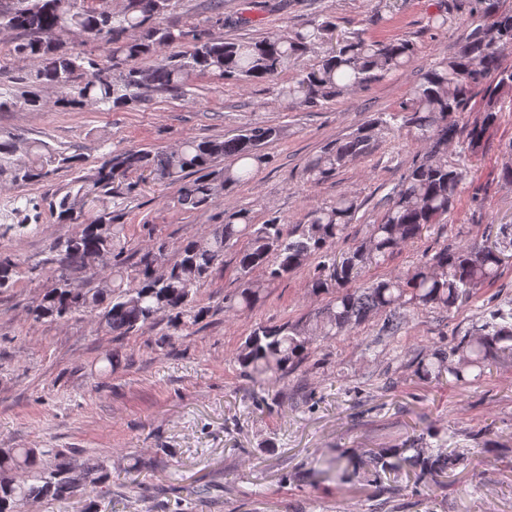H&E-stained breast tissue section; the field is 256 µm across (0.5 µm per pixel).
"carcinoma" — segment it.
Returning <instances> with one entry per match:
<instances>
[{
  "mask_svg": "<svg viewBox=\"0 0 512 512\" xmlns=\"http://www.w3.org/2000/svg\"><path fill=\"white\" fill-rule=\"evenodd\" d=\"M180 0H124L114 11L106 0H0V28L20 34L10 55L26 60L30 69L20 77L26 91L0 92V112L40 110L46 105L37 90L55 88L56 107L84 106L120 109L149 102L156 95L184 97L194 77L216 73L232 84L270 80L294 68L297 60L332 35L334 23H301L286 34L272 32L260 39L222 41L191 28L161 22ZM471 29L457 51L420 70L409 101L398 112H382L348 136L327 144L305 167L311 186L329 180L348 163L369 155L379 131H397L426 147L393 191L381 200V214L367 236L340 253L361 204L350 196L308 209L304 222L286 224L276 216L263 223L246 208L224 211V223L175 247V258L154 266L142 255L138 272L127 273L126 225L120 222L123 204L137 173L164 185L178 186L181 210L194 212L224 197V193L252 180L268 163L264 146L282 129L253 125L224 139L186 140L171 151L124 149L106 153L95 172L79 178L63 191L52 209L78 231L51 247L53 256L25 266L0 255V289L11 288L22 267L32 273L53 265L51 285L30 310L33 321L55 322L90 315L106 333L129 336L168 318L173 331L198 324L206 309L197 303V289L224 264V252L236 249L240 288L224 296V307L245 311L255 307L275 281L287 278L311 257L320 268L309 281L313 295L325 304L315 312L280 324H258L244 338L234 358L243 376L259 389L281 379L307 358L314 336L349 335L369 316L384 314L382 331L394 336L402 328L406 309L448 312L493 284L505 262L504 250L473 242L438 248L419 265L364 287L354 283L371 268L387 264L404 244L422 236L433 224L448 218L469 171L448 162V144L462 138L472 155L478 154L500 120L499 103L512 95V8L503 0H468ZM96 41L100 60L77 50L63 37ZM190 48L158 57L163 48L185 40ZM416 45L409 39H377L353 32L337 42L310 70H300L280 88L288 103L320 109L348 91L370 85L413 63ZM85 80L77 81V76ZM481 100L479 116L466 126L461 117ZM230 163L216 169L217 163ZM80 158L42 142H23L0 134V183L25 186L49 179L62 168H74ZM13 199L0 205V228L21 232L27 227V206ZM262 277L255 278V272ZM512 361V309L490 312L478 332L467 333L444 349L416 359V372L439 381L444 375L466 381L469 371L482 376L491 363ZM436 433L420 435L395 448H377L361 457L346 452L320 460L313 476L351 482L360 474L380 485L403 474L428 490L461 464L455 451L432 443ZM112 473L95 458L56 452L47 463L37 448L0 449V512L44 500L88 497L86 512H99L98 499L110 492Z\"/></svg>",
  "mask_w": 512,
  "mask_h": 512,
  "instance_id": "cac0c4a2",
  "label": "carcinoma"
}]
</instances>
